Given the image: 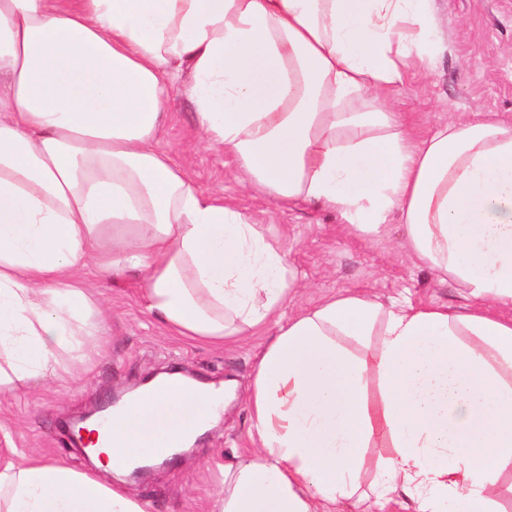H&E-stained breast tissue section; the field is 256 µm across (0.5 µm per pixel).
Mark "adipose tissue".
I'll list each match as a JSON object with an SVG mask.
<instances>
[{
	"label": "adipose tissue",
	"mask_w": 512,
	"mask_h": 512,
	"mask_svg": "<svg viewBox=\"0 0 512 512\" xmlns=\"http://www.w3.org/2000/svg\"><path fill=\"white\" fill-rule=\"evenodd\" d=\"M436 50L432 0H0V391L86 371L104 312L87 269L138 272L149 312L212 342L277 321L282 244L155 150L168 79L244 183L380 234L467 289L451 313L363 294L279 323L249 403L259 449L225 457L218 512H508L512 496V122L428 133L390 112ZM220 415L162 376L116 411L97 467L187 447ZM387 456L369 464L375 441ZM0 512H147L60 462L0 467ZM336 512H406L400 502H390L382 509L372 501L357 503L354 500H345L336 505Z\"/></svg>",
	"instance_id": "1"
}]
</instances>
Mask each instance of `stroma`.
<instances>
[{
	"instance_id": "stroma-1",
	"label": "stroma",
	"mask_w": 512,
	"mask_h": 512,
	"mask_svg": "<svg viewBox=\"0 0 512 512\" xmlns=\"http://www.w3.org/2000/svg\"><path fill=\"white\" fill-rule=\"evenodd\" d=\"M433 11L440 49L432 69L409 76L393 110L422 132L474 112L512 120V0H433ZM167 95L169 120L158 150L171 153L203 192L255 216L267 238L283 243L295 287L282 319L346 293H366L386 305L405 298L418 307L454 312L472 307L465 288L414 261L398 219L369 236L348 227L337 213L305 204L288 207L247 188L231 157L199 143L183 80L169 84ZM86 278L99 288L108 312L106 351L76 381H35L20 392H0V463L25 452L90 470L91 460L68 437L67 421L175 366L199 381L232 385L222 419L148 478L124 481L106 474L102 480L146 502L148 512H215L225 455L257 448L248 394L275 324L222 344L192 340L170 333L145 310L136 274L101 279L91 271Z\"/></svg>"
}]
</instances>
